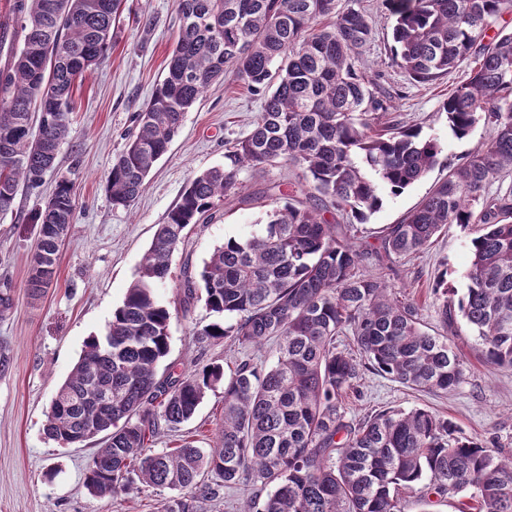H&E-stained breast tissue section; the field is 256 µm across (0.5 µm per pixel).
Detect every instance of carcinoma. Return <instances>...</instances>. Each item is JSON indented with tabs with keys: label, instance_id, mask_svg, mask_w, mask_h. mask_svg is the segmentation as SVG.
<instances>
[{
	"label": "carcinoma",
	"instance_id": "cac0c4a2",
	"mask_svg": "<svg viewBox=\"0 0 512 512\" xmlns=\"http://www.w3.org/2000/svg\"><path fill=\"white\" fill-rule=\"evenodd\" d=\"M394 17L392 63L419 83L467 60L474 67L443 103L448 127L464 138L479 122L493 135L372 246L355 223L425 178L442 144L388 120L389 96L358 68L371 38L365 13L336 0H176L178 35L164 77L137 114L135 130L108 177L112 203L130 206L179 132L186 113L230 75L262 97L253 129L225 146L224 165L196 175L157 225L135 280L104 334L90 337L58 388L44 426L60 446L99 435L85 478L98 498L138 485L180 491L160 512H197L212 497L204 479L230 487H271L246 512H401L405 493L470 492L474 512H512V449L457 435L425 408L384 410L345 423L342 398L366 370L419 392H446L465 380L446 336L422 329L420 306L389 288L395 262L427 249L450 224L479 229L468 241L466 291L435 284L438 315L475 333L485 362L512 369V187L489 194L512 169V30L488 35L512 14V0H386ZM122 0H13L0 17V215L22 186L38 185L68 134L74 90L111 45ZM291 164L302 181L253 231L216 247L180 288L203 293L220 320L198 335L240 345L277 343L269 369L243 361L230 372L210 363L157 375L169 352L168 308L157 288L191 224L212 218L241 190L245 167ZM76 209L61 179L34 215L37 249L29 271L37 298L57 273ZM334 211L336 218L326 213ZM375 271L360 270L364 257ZM351 336L358 355L336 346ZM224 387L220 439L200 448L147 452L161 427L190 421L207 391Z\"/></svg>",
	"mask_w": 512,
	"mask_h": 512
}]
</instances>
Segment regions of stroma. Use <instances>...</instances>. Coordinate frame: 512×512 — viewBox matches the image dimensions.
Returning a JSON list of instances; mask_svg holds the SVG:
<instances>
[{"mask_svg":"<svg viewBox=\"0 0 512 512\" xmlns=\"http://www.w3.org/2000/svg\"><path fill=\"white\" fill-rule=\"evenodd\" d=\"M367 12L370 41L361 51L363 69L380 77L395 100L389 117L418 127L422 136L443 143L438 165L397 196L385 197L361 230L375 241L389 224L399 223L444 178L450 165L479 148L490 125L476 124L456 138L441 110L471 65L463 63L434 82L417 83L391 62L393 18L385 0H338ZM178 33L175 0H124L107 56L75 92L69 133L53 168L40 187L20 188L12 214L0 217V286L11 290L13 307L0 318V354L8 367L0 372V512H159L171 497L168 489L148 486L110 498L91 496L85 475L99 440L68 448L48 440L43 427L58 386L77 363L90 336L103 332L113 311L136 277L155 228L180 202L192 178L224 162V143L247 135L261 110V98L233 79L212 84L187 112L168 152L150 172L146 186L128 208L113 205L107 180L112 164L135 127V116L149 101ZM299 168L280 164L248 168L239 175L242 189L220 203L211 220L192 226L171 257L170 278L158 289L159 301L172 315L169 354L160 371L191 369L212 362L232 369L248 360L269 368L276 344L263 348L227 339L199 337L213 317L203 302L182 301L179 284L185 268L200 269L214 248L249 233L280 206L278 193L290 190ZM76 189L73 224L58 254L55 282L44 296L30 300L27 281L38 240L35 212L43 207L59 179ZM469 231L452 224L424 252L400 259L396 291L422 306L421 322L430 333L448 334L460 355L466 378L447 393L423 395L374 371L365 372L359 395L343 398L344 420L388 408L426 407L448 417L461 436L486 445H512V370L488 367L464 322L444 327L432 288L440 273L449 287L464 291ZM224 413V389L207 392L196 415L180 433L160 431L151 450L173 447L177 436L207 448L217 439Z\"/></svg>","mask_w":512,"mask_h":512,"instance_id":"35a3bbf8","label":"stroma"}]
</instances>
